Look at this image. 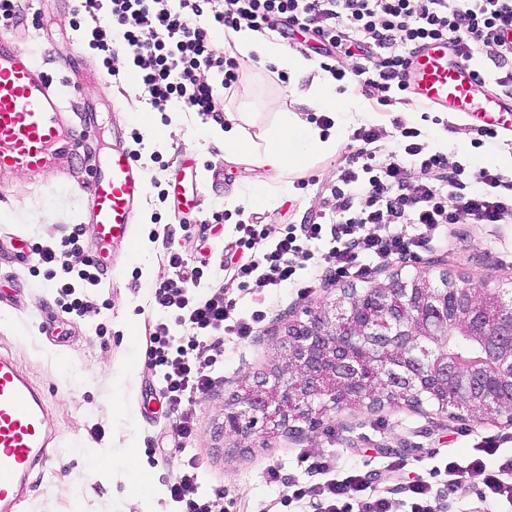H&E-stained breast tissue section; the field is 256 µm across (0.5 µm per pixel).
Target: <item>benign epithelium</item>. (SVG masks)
Wrapping results in <instances>:
<instances>
[{
  "label": "benign epithelium",
  "instance_id": "benign-epithelium-1",
  "mask_svg": "<svg viewBox=\"0 0 512 512\" xmlns=\"http://www.w3.org/2000/svg\"><path fill=\"white\" fill-rule=\"evenodd\" d=\"M372 287L387 298L397 296V300L384 303L372 318L393 322L395 335L401 337L407 352L416 348L420 336H441L445 341L452 332L476 336L484 358L494 362L501 377L512 383V300L503 302L500 289L464 288L462 300L450 308L448 296L458 283L447 273L437 281L428 276H396L375 280ZM359 301L358 289L342 288L323 308L309 313L307 320L288 324L279 341L273 384L266 379L254 385L241 382L232 409L224 414V429L242 437L259 432L267 439L277 437L282 430L301 433L300 424L312 428L324 413L359 405L364 397L372 395L371 374L383 369V365L375 356L376 343L360 344L362 337L370 335L371 323L357 313ZM403 301L415 309L409 325L400 319ZM478 304L499 311V328L483 323L476 311ZM428 373L449 375L457 382L455 393L448 400L450 416L487 419L473 387V380L480 376L478 369L464 372L458 360L445 356L430 365ZM416 379L412 371L397 369L385 397L404 396L414 388Z\"/></svg>",
  "mask_w": 512,
  "mask_h": 512
}]
</instances>
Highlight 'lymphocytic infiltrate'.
<instances>
[{
    "instance_id": "lymphocytic-infiltrate-1",
    "label": "lymphocytic infiltrate",
    "mask_w": 512,
    "mask_h": 512,
    "mask_svg": "<svg viewBox=\"0 0 512 512\" xmlns=\"http://www.w3.org/2000/svg\"><path fill=\"white\" fill-rule=\"evenodd\" d=\"M224 10L220 0H75L76 22L90 29V46L111 60L125 53L136 67L143 94L154 111L180 107L186 112L219 113L224 92L233 91L241 78V64L225 56L214 39L217 30H255L284 25L288 32L312 36L320 67L336 80L354 76L365 95L384 106L393 105V92L407 91L406 70L413 54L426 42L443 40L454 56L466 61L479 82L495 93L512 97V0H234ZM221 74L220 84L207 73ZM382 130L361 128L355 140L363 147L359 168H345L326 202L328 216L287 226L271 236L257 218L235 226L237 246L251 250L237 262L239 278L257 291L294 281L298 261L311 257L312 246L326 243L334 265V279H366L376 265L392 257L414 255L430 234L457 223L461 215L479 224L512 223V179L488 168L471 172L461 163L427 149L417 128L397 125L402 154L380 156L373 149ZM451 193H444V186ZM400 219L413 233L369 232L372 224ZM80 231L60 243L35 246V267L45 268L56 282L59 298L69 300L78 316L94 307L89 292L102 283L95 262L72 267L67 257L79 251ZM169 273L156 284L151 305L157 316L149 327L148 351L164 370L159 393L170 413L179 417L183 438L193 434L192 406L198 393L213 381L224 339L251 336L266 316L263 308L241 316L223 293H200L202 279L211 271L190 266L180 252H170ZM186 326L214 359L200 361L172 336L170 325ZM500 444H483L479 455L466 463L444 465L438 480L420 478L408 488V512H437L439 498L461 482L480 486L490 501L512 504V456L498 465L486 459ZM321 480L310 486L292 484L297 500L314 499L322 512H390V501L371 494L362 475L336 470L328 460L313 462ZM198 465L188 460L168 487L173 502L185 512H212L209 500L198 493Z\"/></svg>"
}]
</instances>
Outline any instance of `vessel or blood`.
<instances>
[{
    "label": "vessel or blood",
    "instance_id": "1",
    "mask_svg": "<svg viewBox=\"0 0 512 512\" xmlns=\"http://www.w3.org/2000/svg\"><path fill=\"white\" fill-rule=\"evenodd\" d=\"M406 80L425 109L462 112L477 126L512 133V101L481 87L472 68L454 58L445 42L418 49ZM65 112L62 90L0 25V170L49 176L56 156L74 157L90 176L88 222L101 247L108 249L130 240L148 186L122 136H115L104 154L88 146V138L97 134L98 112L84 109L77 134L69 131ZM201 189L192 167L176 180L173 194L193 210ZM52 438L43 394L12 356L0 353V512H15L33 474L46 465Z\"/></svg>",
    "mask_w": 512,
    "mask_h": 512
}]
</instances>
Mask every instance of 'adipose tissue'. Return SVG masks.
<instances>
[{
  "mask_svg": "<svg viewBox=\"0 0 512 512\" xmlns=\"http://www.w3.org/2000/svg\"><path fill=\"white\" fill-rule=\"evenodd\" d=\"M230 38L239 53L257 58L259 63H270L298 75L313 68L311 61L300 53L262 37L248 26L231 32ZM214 135L223 140L225 157L257 164L278 176L302 168L312 157L328 156L336 150L335 135H324L299 113L285 110L279 112L272 125L261 128L257 134H249L242 126L232 123L215 130Z\"/></svg>",
  "mask_w": 512,
  "mask_h": 512,
  "instance_id": "adipose-tissue-1",
  "label": "adipose tissue"
}]
</instances>
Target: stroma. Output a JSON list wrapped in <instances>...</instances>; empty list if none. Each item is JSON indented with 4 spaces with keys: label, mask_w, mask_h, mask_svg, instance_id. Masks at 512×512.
Segmentation results:
<instances>
[{
    "label": "stroma",
    "mask_w": 512,
    "mask_h": 512,
    "mask_svg": "<svg viewBox=\"0 0 512 512\" xmlns=\"http://www.w3.org/2000/svg\"><path fill=\"white\" fill-rule=\"evenodd\" d=\"M22 48L57 82L71 113L81 112L96 98L102 129L95 144L107 149L114 129H122L126 147H138L145 178H158L160 188L172 185L181 163L190 161L203 179L224 174L217 187H204L197 211L179 214L172 201H160L159 188H149L142 202L130 244L112 246V273L93 292L99 313L82 320L56 301L51 281L31 264L8 259L14 235L30 243L57 242L81 223L88 200L86 175L61 158L60 174L43 186L28 175L0 171V351L12 354L20 371L46 395L47 415L57 445L44 473L34 478L16 512H178L167 486L183 460L197 456L201 495L214 512H312L308 501L290 499L286 486L272 480L267 467L302 484L318 482L312 462L327 458L337 469H356L371 491L387 497L393 512H404L406 490L446 460L469 457L477 443L497 439L502 453L512 455V426L456 421L423 406H356L328 412L320 426L301 437L280 435L236 437L224 430L227 400L241 380L268 377L276 362V335L284 323L305 319L320 308L338 284L329 278L332 259L326 248L305 261L303 286L284 285L256 295L232 273L219 271L212 285L232 299L238 312L263 304L267 317L253 336L239 341L226 337L218 378L193 406L195 431L182 438L177 418L152 399L157 367L147 352L146 327L153 311L151 286L167 274L169 251L194 257L202 242L210 244V262L218 267L224 246L232 241L240 217L258 216L282 228L309 223L319 216L341 169L360 147L353 133L361 127L384 130L381 151L392 148L396 121L417 128L430 151L470 170L495 168L512 178V135L498 133L474 145L476 132L460 112H430L413 95L400 93L391 106L364 96L354 82L344 83L340 106L347 110L345 129L336 151L314 159L302 170L260 181L259 168L224 157L222 141L211 131L221 122L194 112H154L139 85L101 81L102 60L87 40L74 32L69 9L31 6L20 0ZM82 55L97 82L76 80L66 62ZM312 76L321 75L320 56H313ZM238 89L225 96L224 109L251 107L256 125L271 124L277 111H295L305 119L320 114L321 105L307 99L312 76L279 82L270 67L244 62ZM412 107L402 116L404 107ZM141 134L134 144L133 134ZM261 192L266 203L254 206ZM157 239H150L151 231ZM450 273L481 288L512 277V224L489 226L461 215L446 233L434 236L411 260L393 258L375 270V278H412ZM120 410H113V402ZM107 451L116 464L94 478L98 455ZM134 455L135 468L121 465Z\"/></svg>",
    "instance_id": "1"
}]
</instances>
